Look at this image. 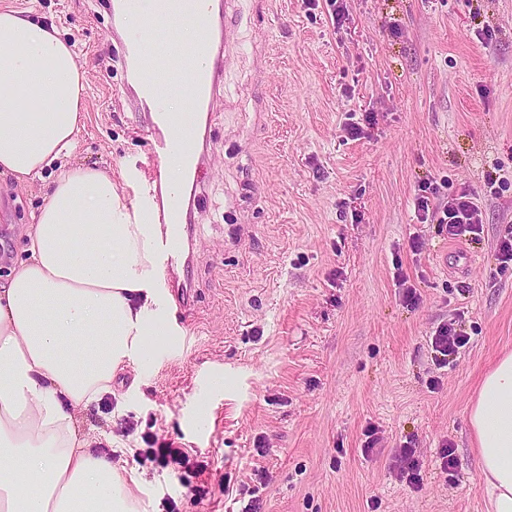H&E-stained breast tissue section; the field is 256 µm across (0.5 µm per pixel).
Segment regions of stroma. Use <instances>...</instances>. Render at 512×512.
<instances>
[{"instance_id":"obj_1","label":"stroma","mask_w":512,"mask_h":512,"mask_svg":"<svg viewBox=\"0 0 512 512\" xmlns=\"http://www.w3.org/2000/svg\"><path fill=\"white\" fill-rule=\"evenodd\" d=\"M348 6L339 29L303 0L239 2L238 58L206 131L193 302L173 305L154 363L117 379L131 391L123 418L135 452L156 440L184 449L208 492L197 502L173 469L134 452L122 463L143 472L154 512H168L166 495L175 512H240L254 495L261 512H368L373 499L378 512H488L466 419L485 371L512 351V265L496 257L512 186L496 197L484 188L495 163L512 171V0ZM1 7L35 11L77 45L88 88L74 161L140 167L147 141L112 67L105 0ZM350 112L373 113L365 138H345ZM427 181L445 195H479L475 239L419 223L413 202ZM45 201V183L0 176V282L24 259L29 215ZM452 252L474 261L450 269ZM398 262L415 305L394 285ZM450 320L469 342L442 367L429 337ZM215 373L223 391L209 387ZM371 424L382 451L368 457ZM409 438L417 490L389 468Z\"/></svg>"}]
</instances>
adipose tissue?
<instances>
[{"label":"adipose tissue","instance_id":"obj_1","mask_svg":"<svg viewBox=\"0 0 512 512\" xmlns=\"http://www.w3.org/2000/svg\"><path fill=\"white\" fill-rule=\"evenodd\" d=\"M200 2L152 0L130 26H176L205 66ZM86 98L63 33L0 9V175L30 184L57 170L31 215L26 260L0 284V512H150L135 493L141 474L95 452L77 414L109 394L122 415L112 380L153 363L171 307L161 229L128 192L133 173L72 160ZM467 422L491 512H512V352L484 374Z\"/></svg>","mask_w":512,"mask_h":512}]
</instances>
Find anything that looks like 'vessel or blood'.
Masks as SVG:
<instances>
[{"mask_svg": "<svg viewBox=\"0 0 512 512\" xmlns=\"http://www.w3.org/2000/svg\"><path fill=\"white\" fill-rule=\"evenodd\" d=\"M141 0H112V26L120 30L118 61L124 75L122 88L134 111L148 112L151 122L145 126L148 152L143 163L142 179L156 202L153 223L165 228L158 247L160 274L167 287L176 292L180 303L189 304L190 280L173 279L175 269L188 266L179 235L182 224L193 221L192 211L187 210V200L202 202L206 180L202 173L206 157L199 152L196 142H183L174 138L170 121L158 104L160 89H178L188 60L181 54L177 31L169 26L157 28V45H150L142 33L130 30L129 12L138 8ZM209 16L206 49L210 56L207 71L192 76L195 90L193 124L212 123L215 103L224 80V73L234 56V29L238 24L236 0H203ZM186 158L181 186L172 185L166 161L173 154Z\"/></svg>", "mask_w": 512, "mask_h": 512, "instance_id": "vessel-or-blood-1", "label": "vessel or blood"}]
</instances>
